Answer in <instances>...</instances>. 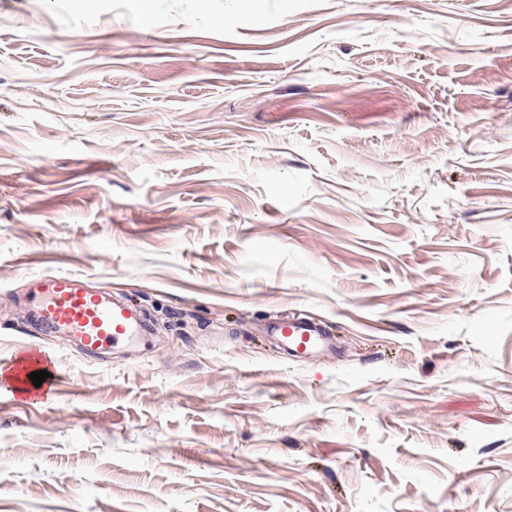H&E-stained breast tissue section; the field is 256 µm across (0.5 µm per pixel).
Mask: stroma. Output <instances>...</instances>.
<instances>
[{
	"instance_id": "1",
	"label": "stroma",
	"mask_w": 512,
	"mask_h": 512,
	"mask_svg": "<svg viewBox=\"0 0 512 512\" xmlns=\"http://www.w3.org/2000/svg\"><path fill=\"white\" fill-rule=\"evenodd\" d=\"M53 273L143 335L44 332ZM32 345L0 512H512V0H0V367ZM268 331L294 357H311L326 344L322 329L303 318L276 320L269 325ZM34 369L47 370V372H50L53 375V378L48 377L42 383L41 387L36 390L33 388L30 389L28 387L29 383H24L28 373ZM5 374L7 375V378L5 377ZM0 378L1 386L9 388L10 392H12L14 396L19 394V396L22 397V395H20L21 393L26 394L27 392L21 391L23 388H29L31 391L28 393L30 394L29 396H24L25 398L32 396L37 398H49L55 394L56 384L53 373V359L48 352L37 347L28 349L15 357L6 373L2 369L0 370Z\"/></svg>"
}]
</instances>
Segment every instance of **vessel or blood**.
Returning a JSON list of instances; mask_svg holds the SVG:
<instances>
[{
  "label": "vessel or blood",
  "instance_id": "obj_1",
  "mask_svg": "<svg viewBox=\"0 0 512 512\" xmlns=\"http://www.w3.org/2000/svg\"><path fill=\"white\" fill-rule=\"evenodd\" d=\"M31 301L46 331L89 351L130 340L141 329L132 306L107 299L76 275L56 273L40 278ZM268 331L294 357L313 356L326 344L322 329L303 318L276 320ZM52 368L51 355L34 347L14 358L0 385L11 389L23 385L31 371Z\"/></svg>",
  "mask_w": 512,
  "mask_h": 512
}]
</instances>
